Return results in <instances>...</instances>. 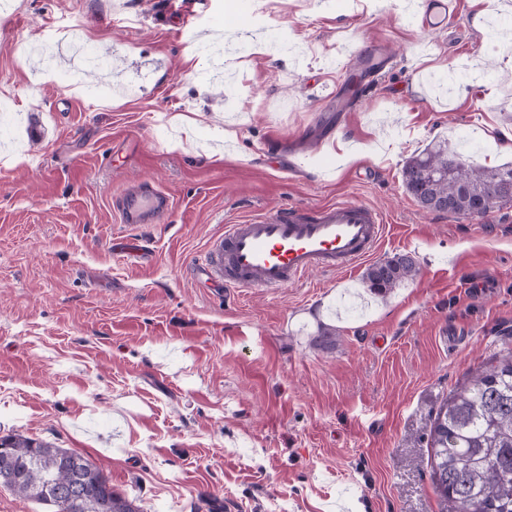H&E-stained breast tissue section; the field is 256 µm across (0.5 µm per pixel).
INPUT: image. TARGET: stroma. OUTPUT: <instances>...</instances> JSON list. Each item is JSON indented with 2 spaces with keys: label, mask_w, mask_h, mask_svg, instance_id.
Returning a JSON list of instances; mask_svg holds the SVG:
<instances>
[{
  "label": "stroma",
  "mask_w": 512,
  "mask_h": 512,
  "mask_svg": "<svg viewBox=\"0 0 512 512\" xmlns=\"http://www.w3.org/2000/svg\"><path fill=\"white\" fill-rule=\"evenodd\" d=\"M167 3L0 0V436L91 459L146 512H440L434 416L512 347V207L427 211L402 168L441 140L512 163V33L484 24L512 0H461L433 34L415 0ZM377 40L396 64L362 107L322 104ZM83 42L111 75L83 74ZM145 179L173 208L125 258L114 202ZM336 201L378 210L371 262L416 277L229 295L197 265L227 223ZM418 272L414 259L408 255H395L370 265L364 275V284L371 292L385 295Z\"/></svg>",
  "instance_id": "obj_1"
}]
</instances>
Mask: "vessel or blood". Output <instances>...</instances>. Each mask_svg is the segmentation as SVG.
Returning a JSON list of instances; mask_svg holds the SVG:
<instances>
[{
  "label": "vessel or blood",
  "instance_id": "b4317fda",
  "mask_svg": "<svg viewBox=\"0 0 512 512\" xmlns=\"http://www.w3.org/2000/svg\"><path fill=\"white\" fill-rule=\"evenodd\" d=\"M417 15L426 31L452 27L456 0H419ZM173 206L170 195L149 182L124 192L119 220L135 228L151 224ZM384 233L383 218L360 202L313 206L284 204L256 218L224 227V236L201 265L209 277L232 290H279L313 272H347L371 256Z\"/></svg>",
  "mask_w": 512,
  "mask_h": 512
}]
</instances>
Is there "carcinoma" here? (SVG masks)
I'll return each mask as SVG.
<instances>
[{
  "instance_id": "1",
  "label": "carcinoma",
  "mask_w": 512,
  "mask_h": 512,
  "mask_svg": "<svg viewBox=\"0 0 512 512\" xmlns=\"http://www.w3.org/2000/svg\"><path fill=\"white\" fill-rule=\"evenodd\" d=\"M402 182L424 209L445 193L449 213L472 217L480 202L486 215L508 204L503 191L512 188V164L463 163L444 141L408 158ZM417 272L412 257L395 255L370 265L364 284L385 295ZM430 447L441 512H512V348L452 391L433 419ZM0 485L50 512H145L90 459L19 435L0 437Z\"/></svg>"
}]
</instances>
